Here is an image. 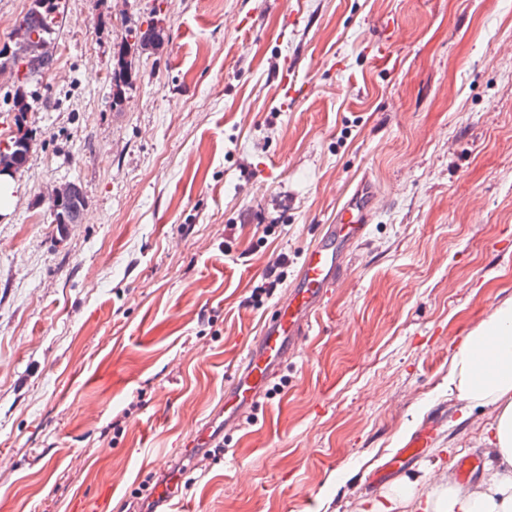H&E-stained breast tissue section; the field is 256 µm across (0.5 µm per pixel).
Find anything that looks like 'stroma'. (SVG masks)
I'll use <instances>...</instances> for the list:
<instances>
[{
    "mask_svg": "<svg viewBox=\"0 0 512 512\" xmlns=\"http://www.w3.org/2000/svg\"><path fill=\"white\" fill-rule=\"evenodd\" d=\"M163 20L111 105L113 49ZM28 160L0 205V512H355L479 453L442 381L512 297V0H60ZM294 66L302 92L284 103ZM78 183L80 223L48 189ZM376 199L349 277L224 451L190 447L322 226ZM276 225L263 236L264 225ZM266 244H259V237ZM288 256L279 255L268 263L260 283L254 286L251 293L252 300L259 304L262 297L272 295L275 288L282 285L288 277ZM429 434L427 431L420 432L412 438L401 450L391 457L380 471L373 473L372 482L374 486L380 485L387 475L398 472L405 465L417 459L421 455V448H426Z\"/></svg>",
    "mask_w": 512,
    "mask_h": 512,
    "instance_id": "obj_1",
    "label": "stroma"
}]
</instances>
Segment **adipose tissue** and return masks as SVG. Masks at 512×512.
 Here are the masks:
<instances>
[{"label": "adipose tissue", "mask_w": 512, "mask_h": 512, "mask_svg": "<svg viewBox=\"0 0 512 512\" xmlns=\"http://www.w3.org/2000/svg\"><path fill=\"white\" fill-rule=\"evenodd\" d=\"M448 399L462 418L486 411V471L474 481L452 479L439 465L427 480H403L357 512H512V297L497 302L448 363Z\"/></svg>", "instance_id": "obj_1"}]
</instances>
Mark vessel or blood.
<instances>
[{"mask_svg": "<svg viewBox=\"0 0 512 512\" xmlns=\"http://www.w3.org/2000/svg\"><path fill=\"white\" fill-rule=\"evenodd\" d=\"M373 213L371 196L364 191L356 193L338 213L335 223L325 227L320 240L304 253L296 281L277 301L226 387L224 400L210 423L195 432L193 445L218 446L220 436L238 429L254 410L289 355L310 334L330 290L346 279L348 253L362 241ZM428 437L423 431L412 438L382 470L373 473V484H381L387 475L417 459Z\"/></svg>", "mask_w": 512, "mask_h": 512, "instance_id": "b4317fda", "label": "vessel or blood"}]
</instances>
